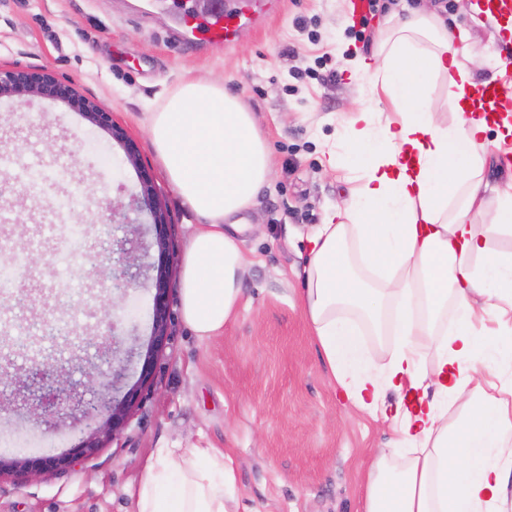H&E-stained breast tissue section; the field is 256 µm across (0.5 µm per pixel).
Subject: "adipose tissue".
Listing matches in <instances>:
<instances>
[{
	"label": "adipose tissue",
	"mask_w": 512,
	"mask_h": 512,
	"mask_svg": "<svg viewBox=\"0 0 512 512\" xmlns=\"http://www.w3.org/2000/svg\"><path fill=\"white\" fill-rule=\"evenodd\" d=\"M464 32L421 6L385 28L376 67L354 70L381 91L390 112L358 106L339 134L335 166L352 188L308 237L303 309L324 359L352 404L382 413V388L399 400L392 423L410 456L394 464L377 449L363 512H504L512 469V385H497L495 364L512 349V190L486 196L490 148L486 117L464 99L476 86L477 49L458 48ZM443 83L453 123L433 112L427 88ZM163 171L200 221L188 239L178 283L184 322L196 336L219 335L235 314L248 258L236 215L271 176L267 146L250 112L202 81L179 86L147 118ZM389 312L397 341L384 370L367 357L362 321ZM453 309L452 329L436 320ZM349 309L358 320L342 321ZM437 361L423 367V354ZM434 391L427 400L426 391ZM464 413L448 423V407ZM235 460L225 448H160L132 493V512H235Z\"/></svg>",
	"instance_id": "ef3b65f1"
}]
</instances>
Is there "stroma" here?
Segmentation results:
<instances>
[{
    "label": "stroma",
    "mask_w": 512,
    "mask_h": 512,
    "mask_svg": "<svg viewBox=\"0 0 512 512\" xmlns=\"http://www.w3.org/2000/svg\"><path fill=\"white\" fill-rule=\"evenodd\" d=\"M482 52L477 81L512 87V42L456 0H436ZM350 0H279L230 50L185 34L183 7L201 19V0H0V67L42 69L72 82L124 127L141 168L123 147L69 103L0 98V153L47 171L39 199L24 183L0 174V260L20 255L32 266L0 294V313L25 326L27 343L0 355V454L33 459L46 439L72 454L81 440L80 414L60 406L32 409L22 387L35 363L65 364L78 396L96 399L88 373L111 366L96 344L111 337L113 316L146 346L158 261L149 225L117 224L135 247L141 276L122 300L102 288L109 257L97 254L109 220L103 197L128 198L149 171L167 209L174 254L197 227L165 180L146 130L184 80L224 88L251 112L270 152L273 175L243 217L240 236L249 259L242 297L222 334L199 340L183 323L178 292L169 296V340L123 429L88 457L37 478L0 477V512H129L130 492L158 448H228L236 461L239 512H362L365 471L378 448H394L389 421L351 404L338 386L302 309L299 276L308 235L349 189L331 164L340 125L353 104L372 105L368 82L352 70L370 58L390 19L376 15L365 33L349 18ZM65 164L69 177L52 176ZM83 190L72 212L52 205ZM64 317L66 342L45 341L44 320ZM395 450L403 458L404 449Z\"/></svg>",
    "instance_id": "stroma-1"
}]
</instances>
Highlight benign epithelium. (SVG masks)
Returning a JSON list of instances; mask_svg holds the SVG:
<instances>
[{
	"label": "benign epithelium",
	"mask_w": 512,
	"mask_h": 512,
	"mask_svg": "<svg viewBox=\"0 0 512 512\" xmlns=\"http://www.w3.org/2000/svg\"><path fill=\"white\" fill-rule=\"evenodd\" d=\"M0 97L79 100L82 115L91 124L109 132L113 140L122 144L128 162L140 170V194L132 197L126 205L120 204L112 207L110 222L113 224H135L138 221V216L146 213L155 228V243L159 251V260L155 267V294L150 311L152 333L138 383L131 386L121 399H114L103 406L91 402L85 403L73 396L65 380L68 370L63 365L54 367L52 374L49 375L47 369L36 363L31 370V382L23 384L28 391V400L36 408L59 404L68 398L74 402V407L80 410L86 419H92L103 413L107 414V417L98 426L88 432L77 448L78 454L90 456L101 447V442L115 436L125 426L130 410L140 400L143 385L148 383L152 375L155 356L167 343V329L170 323L169 294L172 290L170 270L172 252L169 235L171 221L152 178L146 170L141 168L137 144L126 136L121 127L114 124L112 113L102 110L94 101L80 96L71 83L42 70L23 67L0 68ZM97 247L99 253L116 257V260L112 261L111 266L105 271L104 280L110 282V287L118 290L129 287L134 281V277L130 273L131 249L128 248V241L114 237L109 228L103 226L97 238ZM70 333L68 324L60 319L44 324L43 335L50 339L56 340L66 337ZM69 463H71V459L68 457L48 452L37 459L14 460L10 466L21 470L29 477H36Z\"/></svg>",
	"instance_id": "obj_1"
}]
</instances>
